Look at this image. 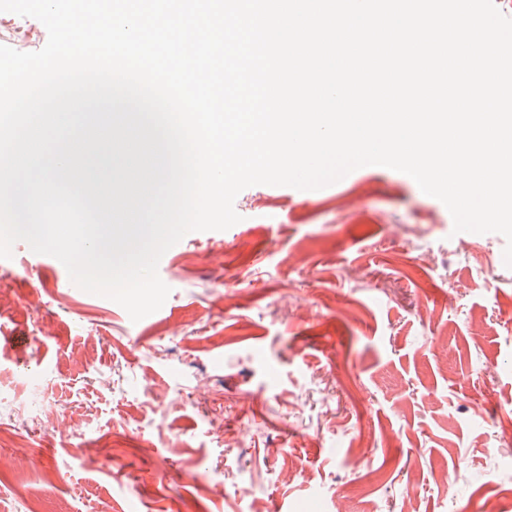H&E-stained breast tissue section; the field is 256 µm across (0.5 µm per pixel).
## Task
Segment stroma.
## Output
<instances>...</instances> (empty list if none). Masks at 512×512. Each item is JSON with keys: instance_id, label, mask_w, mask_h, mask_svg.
<instances>
[{"instance_id": "1", "label": "stroma", "mask_w": 512, "mask_h": 512, "mask_svg": "<svg viewBox=\"0 0 512 512\" xmlns=\"http://www.w3.org/2000/svg\"><path fill=\"white\" fill-rule=\"evenodd\" d=\"M234 208L137 322L26 242L0 259V428L29 440L0 445V512H477L511 488L505 237L375 165Z\"/></svg>"}]
</instances>
